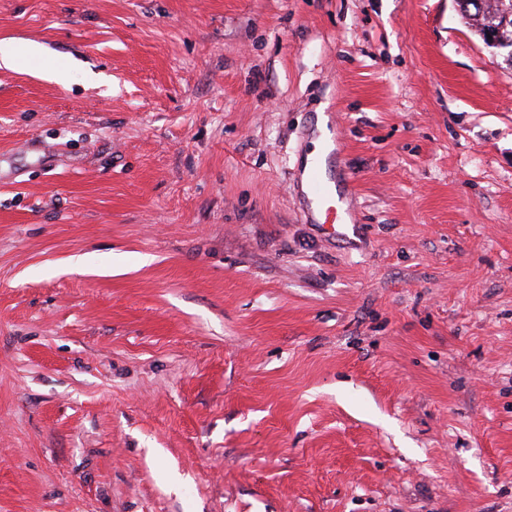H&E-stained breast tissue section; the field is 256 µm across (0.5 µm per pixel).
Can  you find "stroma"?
I'll list each match as a JSON object with an SVG mask.
<instances>
[{
    "label": "stroma",
    "mask_w": 512,
    "mask_h": 512,
    "mask_svg": "<svg viewBox=\"0 0 512 512\" xmlns=\"http://www.w3.org/2000/svg\"><path fill=\"white\" fill-rule=\"evenodd\" d=\"M0 40L47 51L0 69V512H512V65L454 0H0ZM319 131L318 137L314 141V149L311 150L305 160L306 171L315 165L325 168V159L329 151L333 148L330 133L327 129L326 122L322 119L317 124ZM331 182L333 183L327 174H323L320 169H314L310 175V191L317 203L318 211L325 215V221L322 224H326L329 214L334 212L338 221L336 225L339 230H342L336 229V232L345 234L353 224L343 223L346 215L343 209L344 200L337 190L336 182L335 185Z\"/></svg>",
    "instance_id": "obj_1"
}]
</instances>
